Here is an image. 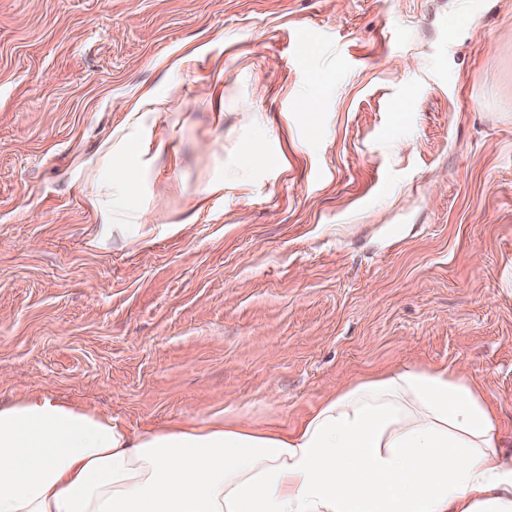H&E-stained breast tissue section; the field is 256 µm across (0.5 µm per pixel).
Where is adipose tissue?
<instances>
[{
    "label": "adipose tissue",
    "mask_w": 512,
    "mask_h": 512,
    "mask_svg": "<svg viewBox=\"0 0 512 512\" xmlns=\"http://www.w3.org/2000/svg\"><path fill=\"white\" fill-rule=\"evenodd\" d=\"M0 512H512L494 406L407 364L290 431L247 417L135 431L35 393L0 405Z\"/></svg>",
    "instance_id": "ef3b65f1"
}]
</instances>
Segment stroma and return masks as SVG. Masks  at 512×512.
Returning a JSON list of instances; mask_svg holds the SVG:
<instances>
[{
    "label": "stroma",
    "instance_id": "1",
    "mask_svg": "<svg viewBox=\"0 0 512 512\" xmlns=\"http://www.w3.org/2000/svg\"><path fill=\"white\" fill-rule=\"evenodd\" d=\"M405 364L512 438V0H0V403L290 428Z\"/></svg>",
    "mask_w": 512,
    "mask_h": 512
}]
</instances>
